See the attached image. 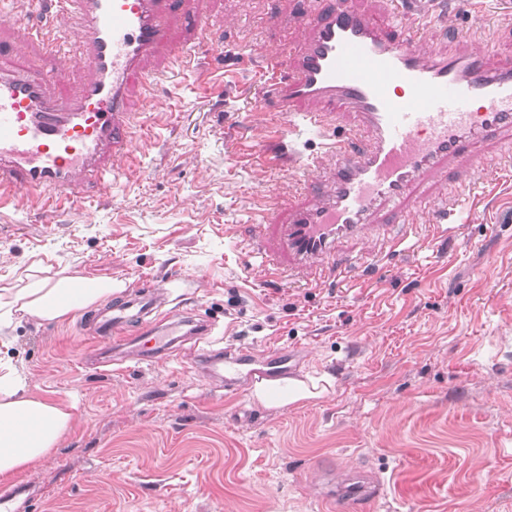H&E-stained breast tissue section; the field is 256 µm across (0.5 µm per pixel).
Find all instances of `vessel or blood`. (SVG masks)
I'll return each instance as SVG.
<instances>
[{
  "label": "vessel or blood",
  "instance_id": "1",
  "mask_svg": "<svg viewBox=\"0 0 512 512\" xmlns=\"http://www.w3.org/2000/svg\"><path fill=\"white\" fill-rule=\"evenodd\" d=\"M51 3L74 25L60 34L41 24L30 34L46 68H0V200L38 199L61 206L86 199L91 188L121 176L134 153L133 127L145 115L132 111L133 86L151 90L163 83L145 62L169 44L174 7L194 0H36ZM312 16L299 17L303 45L262 50L270 92L282 112L294 113L309 131L323 133L336 160L330 181L311 180L303 201L289 204L280 225L278 249L297 268L319 274L334 268L337 239L371 229L383 206L410 220L429 207L441 224L452 221L444 205H426L418 188L442 177L451 163H480L478 145L512 138V67L493 68L485 48L426 59L427 25L379 23L343 0H322ZM175 58L187 57L170 46ZM78 58L88 77L74 96L52 95L54 64ZM346 113V131L328 119ZM104 349L122 357L161 364L171 359L180 338L202 340L199 358L225 391L246 380L273 377L298 362L297 349L279 348L257 359L249 345L218 351L215 322L170 316L154 289L117 297L89 322ZM374 492L359 473L331 479L325 500H365Z\"/></svg>",
  "mask_w": 512,
  "mask_h": 512
}]
</instances>
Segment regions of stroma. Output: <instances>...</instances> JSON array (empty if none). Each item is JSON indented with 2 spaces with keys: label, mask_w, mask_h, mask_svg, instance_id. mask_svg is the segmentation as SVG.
Wrapping results in <instances>:
<instances>
[{
  "label": "stroma",
  "mask_w": 512,
  "mask_h": 512,
  "mask_svg": "<svg viewBox=\"0 0 512 512\" xmlns=\"http://www.w3.org/2000/svg\"><path fill=\"white\" fill-rule=\"evenodd\" d=\"M319 0H198L170 38L191 44L221 26L224 69L208 56L155 96L134 97L148 121L132 131L125 175L83 207L0 203V285L32 259L135 290H167L169 307L215 319L224 349L299 346L294 372L334 384L305 405L266 408L224 392L192 343L168 363L96 364L89 311L17 325L9 354L31 390L72 406L57 448L23 475L39 489L25 512H512V143L481 145L478 188L448 234L420 210L410 257L379 227L336 244L353 282L292 284L246 266L270 205L300 199L298 162L239 158L271 142L276 100L261 92L257 48L294 38ZM428 54L480 46L512 65V0H434ZM355 469L375 498L321 501L326 472Z\"/></svg>",
  "instance_id": "stroma-1"
}]
</instances>
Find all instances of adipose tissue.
<instances>
[{
    "label": "adipose tissue",
    "instance_id": "1",
    "mask_svg": "<svg viewBox=\"0 0 512 512\" xmlns=\"http://www.w3.org/2000/svg\"><path fill=\"white\" fill-rule=\"evenodd\" d=\"M78 273L52 270L32 261L19 283L0 286V484L32 470L57 445L73 420L69 404L33 393L6 353L7 329L21 322H63L71 313L111 297L121 288L109 278L84 289ZM332 385L329 376L283 377L255 383L250 396L264 407L284 408L317 398Z\"/></svg>",
    "mask_w": 512,
    "mask_h": 512
}]
</instances>
